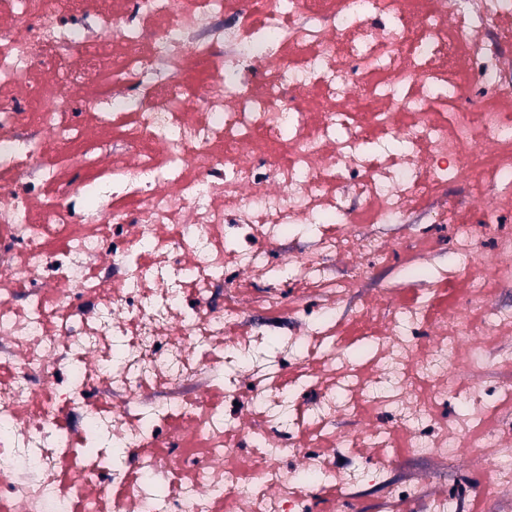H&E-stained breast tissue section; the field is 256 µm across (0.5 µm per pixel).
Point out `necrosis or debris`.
I'll list each match as a JSON object with an SVG mask.
<instances>
[{
    "label": "necrosis or debris",
    "mask_w": 512,
    "mask_h": 512,
    "mask_svg": "<svg viewBox=\"0 0 512 512\" xmlns=\"http://www.w3.org/2000/svg\"><path fill=\"white\" fill-rule=\"evenodd\" d=\"M512 0H0V512H312L407 436L512 491ZM450 238L398 242L414 214ZM308 250L289 254L296 227ZM452 248L465 292L337 303ZM282 254L271 267V254ZM350 274L332 283L328 262ZM289 310L278 366L255 306ZM458 411L447 417L448 402ZM360 414L356 433L340 414ZM121 449L123 465L112 463ZM384 288L400 289L401 291L399 292V296L401 300L409 302L418 290L428 288V286L424 283H418L410 288H405L393 267L378 269L362 283L360 288H355L354 291L351 292L347 302L338 312V327L341 325L342 331L346 334L355 332L356 325L348 315L350 314L349 310L354 308L361 299H364L365 297Z\"/></svg>",
    "instance_id": "necrosis-or-debris-1"
}]
</instances>
